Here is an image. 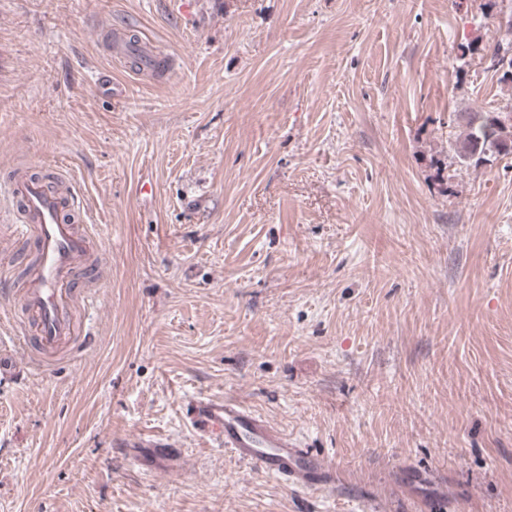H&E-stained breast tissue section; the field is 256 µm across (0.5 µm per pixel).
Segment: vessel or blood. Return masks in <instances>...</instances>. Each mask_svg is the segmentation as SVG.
I'll use <instances>...</instances> for the list:
<instances>
[{
	"label": "vessel or blood",
	"instance_id": "vessel-or-blood-1",
	"mask_svg": "<svg viewBox=\"0 0 512 512\" xmlns=\"http://www.w3.org/2000/svg\"><path fill=\"white\" fill-rule=\"evenodd\" d=\"M8 197L20 199L28 221L12 225L14 235L33 238L39 256L26 281L24 305L34 322L42 351L50 352L76 333L72 318L74 292L71 274L87 260L91 243L69 217L82 207L79 198L63 197L44 184L17 177L9 182ZM197 434L218 440L255 470L282 478L301 488L336 483V468L324 458L297 447L284 430L234 398L197 397L188 406Z\"/></svg>",
	"mask_w": 512,
	"mask_h": 512
}]
</instances>
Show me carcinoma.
I'll use <instances>...</instances> for the list:
<instances>
[{
    "label": "carcinoma",
    "instance_id": "1",
    "mask_svg": "<svg viewBox=\"0 0 512 512\" xmlns=\"http://www.w3.org/2000/svg\"><path fill=\"white\" fill-rule=\"evenodd\" d=\"M490 67L503 71L502 78L512 81V56L500 53L495 47L487 53ZM498 112H457L454 124L462 129L455 138L454 147L458 158L464 163L478 164L488 155H512V126L504 128L497 122Z\"/></svg>",
    "mask_w": 512,
    "mask_h": 512
}]
</instances>
